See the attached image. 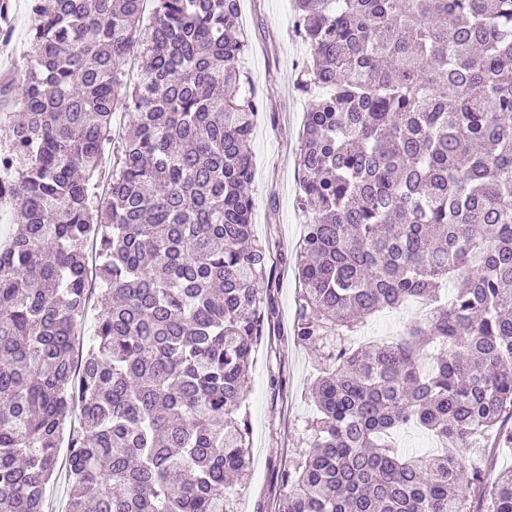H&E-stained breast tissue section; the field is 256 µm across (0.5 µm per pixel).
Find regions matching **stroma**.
<instances>
[{"label": "stroma", "mask_w": 512, "mask_h": 512, "mask_svg": "<svg viewBox=\"0 0 512 512\" xmlns=\"http://www.w3.org/2000/svg\"><path fill=\"white\" fill-rule=\"evenodd\" d=\"M10 45L0 50V78L22 81L35 63L28 29L31 0H11ZM247 18L242 32L245 68L256 90L259 116L251 151L255 234L271 253L274 314L257 348L245 401L250 424V466L239 488L237 512H273L279 468L302 447L304 426L314 411L309 398L318 374L317 352L293 341L299 282L297 247L305 217L296 205L300 191L298 154L309 95L296 87L310 48L295 33L293 0H240Z\"/></svg>", "instance_id": "1"}]
</instances>
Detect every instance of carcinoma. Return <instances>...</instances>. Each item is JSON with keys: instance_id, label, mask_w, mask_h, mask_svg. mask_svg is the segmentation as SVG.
Here are the masks:
<instances>
[{"instance_id": "1", "label": "carcinoma", "mask_w": 512, "mask_h": 512, "mask_svg": "<svg viewBox=\"0 0 512 512\" xmlns=\"http://www.w3.org/2000/svg\"><path fill=\"white\" fill-rule=\"evenodd\" d=\"M143 2L35 0L0 88V512L61 478L64 512H236L249 466L269 273L239 0ZM294 2V339L327 354L277 512H512V468L484 478L512 451V0ZM408 301L395 341L351 343ZM410 427L441 448L388 443Z\"/></svg>"}]
</instances>
